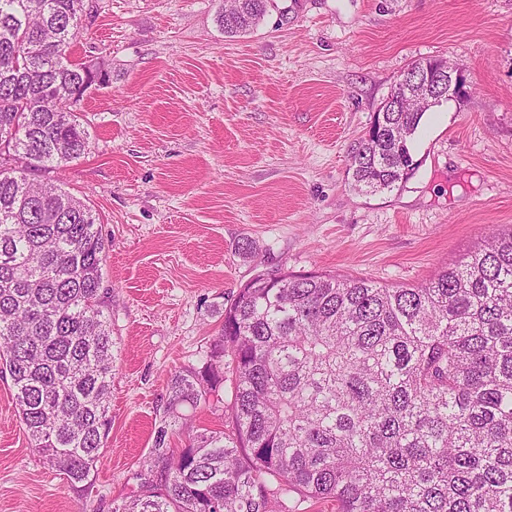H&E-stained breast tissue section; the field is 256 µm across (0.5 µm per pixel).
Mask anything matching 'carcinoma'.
<instances>
[{
	"label": "carcinoma",
	"mask_w": 512,
	"mask_h": 512,
	"mask_svg": "<svg viewBox=\"0 0 512 512\" xmlns=\"http://www.w3.org/2000/svg\"><path fill=\"white\" fill-rule=\"evenodd\" d=\"M240 0L224 34L259 24ZM85 0H0V370L34 447L86 488L112 427L111 324L100 218L30 175L84 157L73 58ZM378 112L350 157L352 186L391 190L414 170L425 112ZM232 389L231 430L180 411ZM142 494L114 512H512V230L414 287L331 274L258 273L224 309L199 368L172 376ZM220 395L224 398V404H218L219 408L214 409L211 405L201 404L197 409H185L182 411L183 416L179 425L173 427V435L170 436L171 448H184L188 432L193 430H224L228 422L227 393L220 391Z\"/></svg>",
	"instance_id": "obj_1"
}]
</instances>
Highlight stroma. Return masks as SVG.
Segmentation results:
<instances>
[{
  "mask_svg": "<svg viewBox=\"0 0 512 512\" xmlns=\"http://www.w3.org/2000/svg\"><path fill=\"white\" fill-rule=\"evenodd\" d=\"M223 8L86 0L75 56L112 81L77 108L88 153L44 178L101 220L112 430L91 488H72L0 376V512H112L138 495L171 376L201 366L257 273L419 285L512 228V0H271L234 38ZM434 57L462 66L465 97L425 113L399 188L354 191L350 157L374 112ZM227 422L224 407L184 410L171 445Z\"/></svg>",
  "mask_w": 512,
  "mask_h": 512,
  "instance_id": "1",
  "label": "stroma"
}]
</instances>
